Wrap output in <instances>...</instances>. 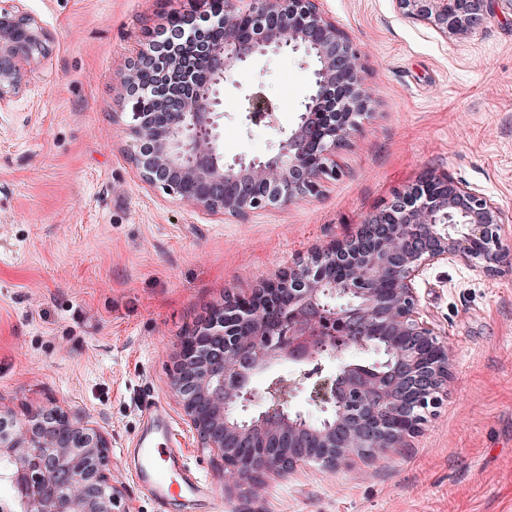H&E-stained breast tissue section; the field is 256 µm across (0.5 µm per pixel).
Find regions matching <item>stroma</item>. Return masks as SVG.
<instances>
[{"label":"stroma","mask_w":512,"mask_h":512,"mask_svg":"<svg viewBox=\"0 0 512 512\" xmlns=\"http://www.w3.org/2000/svg\"><path fill=\"white\" fill-rule=\"evenodd\" d=\"M20 5L50 42L0 106V406L20 418L58 406L102 426L123 512H157L134 477L156 404L208 484L211 512H512V20L491 17L458 41L403 18L393 0H321L364 54L372 114L318 194L234 219L145 184L129 157L128 64L146 30L191 0ZM312 70L270 53L226 81V161L276 151ZM257 85L274 122L243 121L244 90ZM444 173L500 207L503 263L493 276L438 264L415 283L450 356L436 414L376 459L236 483L198 448L170 389L179 339L226 294L251 293L355 234L394 191Z\"/></svg>","instance_id":"stroma-1"}]
</instances>
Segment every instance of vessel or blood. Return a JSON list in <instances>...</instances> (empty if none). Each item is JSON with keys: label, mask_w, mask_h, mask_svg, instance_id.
Segmentation results:
<instances>
[{"label": "vessel or blood", "mask_w": 512, "mask_h": 512, "mask_svg": "<svg viewBox=\"0 0 512 512\" xmlns=\"http://www.w3.org/2000/svg\"><path fill=\"white\" fill-rule=\"evenodd\" d=\"M159 429L156 437L139 439L140 466L136 478L156 501H164L173 490L198 499H209L208 486L193 472L184 471L180 484H172L167 471L178 467L180 452L172 446V429L162 407L152 409Z\"/></svg>", "instance_id": "1"}]
</instances>
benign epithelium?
I'll list each match as a JSON object with an SVG mask.
<instances>
[{
  "label": "benign epithelium",
  "mask_w": 512,
  "mask_h": 512,
  "mask_svg": "<svg viewBox=\"0 0 512 512\" xmlns=\"http://www.w3.org/2000/svg\"><path fill=\"white\" fill-rule=\"evenodd\" d=\"M224 0V10L172 13L149 33L180 37L174 18L194 20L196 54L209 79L190 80L184 56L154 64L164 80H140L142 50L128 69L127 134L141 179L197 209L243 218L318 193L334 178L336 150L371 115L361 77V51L331 21L319 0ZM406 19L445 38H471L487 18L512 16V0H394ZM219 29L222 41L207 39ZM49 36L17 5H0V104L25 82L32 59L48 52ZM270 52L302 53L313 63L312 93L298 124L262 159H224L218 132L217 89L229 75ZM155 111L144 112L143 100ZM247 119L273 117L261 91L248 95ZM499 206L477 188L447 175H426L394 193L353 236L311 253L248 296H225L178 344L171 389L198 447L239 481L286 473L309 459L326 469L352 455L394 448L417 434L441 403L448 380V347L419 308L414 284L430 266L454 262L500 272ZM377 336L393 357L379 373L343 364L317 382L313 397L330 408L318 425L288 412V396L310 373L276 378L270 403L248 420L234 408L254 399L251 379L279 360L304 365L320 354ZM274 458H239L234 449L256 438ZM13 489L7 512H119L106 433L82 417L52 408L23 419L0 410V483Z\"/></svg>",
  "instance_id": "1"
}]
</instances>
